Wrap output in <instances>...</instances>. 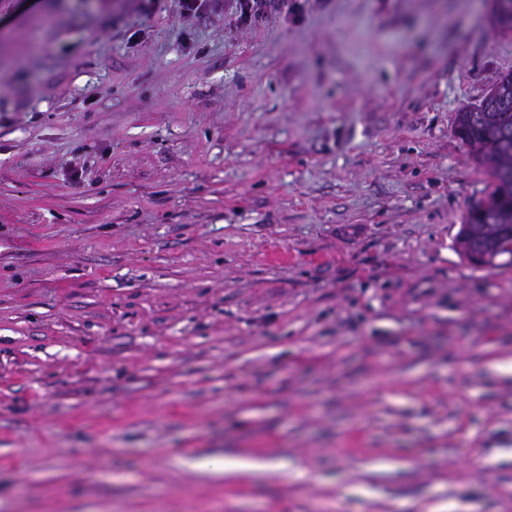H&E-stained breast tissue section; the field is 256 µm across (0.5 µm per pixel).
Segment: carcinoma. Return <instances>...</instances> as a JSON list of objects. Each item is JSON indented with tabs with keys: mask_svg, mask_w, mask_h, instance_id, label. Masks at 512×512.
<instances>
[{
	"mask_svg": "<svg viewBox=\"0 0 512 512\" xmlns=\"http://www.w3.org/2000/svg\"><path fill=\"white\" fill-rule=\"evenodd\" d=\"M492 23L512 32V0H496ZM455 127L469 156L485 168V197L472 204L455 237L464 258L476 250L512 245V73L502 76L479 104L456 114Z\"/></svg>",
	"mask_w": 512,
	"mask_h": 512,
	"instance_id": "obj_1",
	"label": "carcinoma"
}]
</instances>
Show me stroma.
Instances as JSON below:
<instances>
[{
  "label": "stroma",
  "mask_w": 512,
  "mask_h": 512,
  "mask_svg": "<svg viewBox=\"0 0 512 512\" xmlns=\"http://www.w3.org/2000/svg\"><path fill=\"white\" fill-rule=\"evenodd\" d=\"M26 2L0 512H512V264L454 249L486 182L455 114L512 72L489 7Z\"/></svg>",
  "instance_id": "obj_1"
}]
</instances>
